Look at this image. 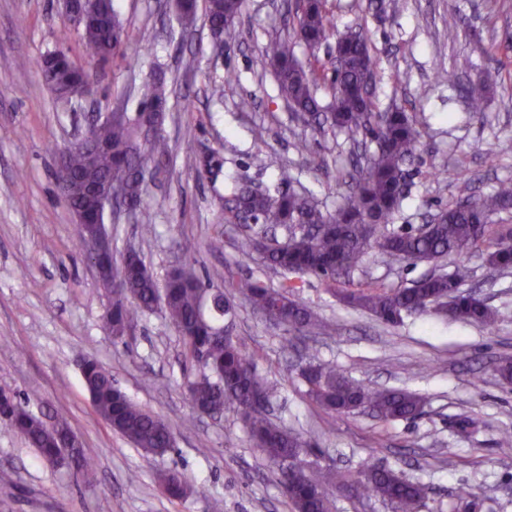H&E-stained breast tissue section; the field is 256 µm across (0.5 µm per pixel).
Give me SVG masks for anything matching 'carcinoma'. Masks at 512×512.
I'll return each mask as SVG.
<instances>
[{
    "mask_svg": "<svg viewBox=\"0 0 512 512\" xmlns=\"http://www.w3.org/2000/svg\"><path fill=\"white\" fill-rule=\"evenodd\" d=\"M328 0H298L292 24L296 40H272L267 57L276 75L281 95L295 114L304 119L319 118L322 107L317 90L328 85L333 91L331 112L325 123L332 129L356 138L370 136L376 143L366 166L358 176L343 181L346 193L332 213L324 212L310 195H296L275 186L256 193L247 185H237L227 199L224 223L244 224L250 233L238 242L249 253L259 248L263 229L280 225L288 229L286 240L264 251L267 266L301 277L316 276L328 288L335 289L336 277L357 268L373 249L400 260L433 261L455 256L457 268L449 274L421 278L403 289H356L343 291L345 302L369 313L385 324H397L403 316L435 312L451 321L491 327L498 313L485 302L462 290L465 262L478 252L494 270L512 269V243L509 235L495 227V218L512 208V182L503 181L487 194L474 200L459 201L440 211L424 231L390 230L394 216L406 198L403 192L404 165L421 139L417 122L397 108L377 111L372 93L363 84L366 75L376 73L378 59L368 34L361 27L336 30ZM243 0H206L205 18L212 37L229 46L239 37L235 19ZM97 24L80 33L88 56L105 63L123 50V26L112 8V0H99ZM178 23L192 32L197 23V0H177ZM336 38V53L342 65L326 70L318 55L320 47ZM309 52L306 62L296 56V44ZM467 58H457L438 77L454 83L467 70ZM56 102L67 101L69 90L89 77L88 70L73 60L64 67L43 72ZM483 83H471L465 94L471 108L478 112L484 99ZM144 108L133 120L101 123L94 127L95 139L109 150L88 152L77 143L70 148V168L77 173L92 172L105 178L110 172L127 176L126 189L140 215L146 204L143 175L158 167L169 153L162 136L139 144V128L157 119L168 103L165 82L154 79L141 88ZM224 303L244 297L254 312L275 325H288L319 336L328 324L298 296L303 282L285 278L276 287L224 268L219 276ZM112 306L107 312V328L119 338L138 318L160 309L182 336L186 352L198 370L183 379L188 401L195 411L222 414L233 409L241 414L245 428L272 463L287 457H301L307 443L296 433L274 424L267 406L275 390L256 369L253 359L233 340L214 333L222 315L205 308L212 292L204 287L195 269L187 264L175 269L164 288H159L140 256L124 267L112 268ZM81 376L96 415L131 445L148 453L164 454L174 446L170 427L159 416L144 409L117 386L102 364L90 358L81 362ZM307 396L318 407L350 413L363 403L384 420L412 419L423 410L424 399L403 389H370L345 375L336 366L311 361L302 370ZM50 427L30 407V398L0 392V426L21 435L38 455L51 465L64 468L77 482L94 483L93 469L80 448L64 447L62 427ZM165 493L184 500L191 488L182 474L169 470L158 475ZM334 487L350 496L377 498L394 506L396 512H420L427 498V487L412 482L391 469L365 465L355 474H347L330 464L306 465L298 478L283 473L282 489L293 512H331L328 489Z\"/></svg>",
    "mask_w": 512,
    "mask_h": 512,
    "instance_id": "obj_1",
    "label": "carcinoma"
}]
</instances>
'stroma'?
I'll return each mask as SVG.
<instances>
[{
    "label": "stroma",
    "instance_id": "1",
    "mask_svg": "<svg viewBox=\"0 0 512 512\" xmlns=\"http://www.w3.org/2000/svg\"><path fill=\"white\" fill-rule=\"evenodd\" d=\"M372 0H328L337 29L364 22L378 58L379 108L402 107L422 133L407 165V198L394 229L416 230L448 204L512 181V0H397L378 19ZM123 24L125 57L94 66L88 94L61 104L40 63L63 25L59 0H0V390L40 399L64 417L93 463V486L43 461L24 439L0 427V512H292L281 468L255 448L237 412L195 413L182 388L190 372L182 340L161 312L143 316L113 339L106 328L110 294L79 245V226L56 172L62 153L96 120L141 110V86L165 75L173 93L161 125L169 161L147 173V205L138 222L107 220L115 258L137 249L157 281L183 261L199 276L231 267L279 284L259 252L236 247L243 228L224 223V196L239 182L274 186L289 172L291 189L310 192L322 209L340 201L338 176L350 171L353 142L293 119L266 56L271 39L292 37L294 0H245L240 40L218 47L206 25L185 35L172 0H113ZM454 28L455 42L439 40ZM472 66L453 85L440 69L456 56ZM27 67H18L19 58ZM486 80L480 115L465 97ZM251 100L240 109L241 100ZM307 140L309 152L296 148ZM496 151L487 170L484 154ZM224 247H210L214 237ZM437 264L376 253L349 276L351 288H407ZM468 288L499 312L494 328L433 313L390 326L347 306L313 276L299 294L332 321L331 335L308 336L270 325L243 301L229 315L231 336L278 390L272 418L317 442L344 471L377 465L428 486L422 512H512V387L496 367L512 359V272L467 262ZM98 359L136 403L174 432L171 452L134 448L93 411L80 377L82 359ZM336 365L377 388L423 395L413 420L386 421L370 411L328 413L309 401L300 377L309 360ZM180 471L194 493L167 497L159 472Z\"/></svg>",
    "mask_w": 512,
    "mask_h": 512
}]
</instances>
